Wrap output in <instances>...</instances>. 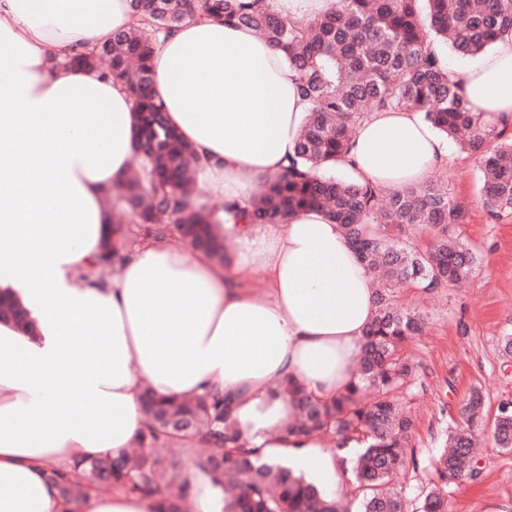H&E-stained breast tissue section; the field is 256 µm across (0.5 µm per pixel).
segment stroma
<instances>
[{
  "instance_id": "obj_1",
  "label": "stroma",
  "mask_w": 512,
  "mask_h": 512,
  "mask_svg": "<svg viewBox=\"0 0 512 512\" xmlns=\"http://www.w3.org/2000/svg\"><path fill=\"white\" fill-rule=\"evenodd\" d=\"M444 183L467 213L457 235L482 258L478 275L461 287L442 288L425 300L402 289L399 301L424 310L428 328L410 342L407 356L418 364L407 409L414 419L409 445L418 457L434 455L449 424L460 422L463 400L472 388L485 394L486 412L495 416L512 401V365H504L498 340L512 331V214L489 222L480 203L476 156L451 146L447 168L430 174ZM478 480L451 486L448 512H512V453L484 446Z\"/></svg>"
}]
</instances>
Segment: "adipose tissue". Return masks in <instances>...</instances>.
<instances>
[{
  "label": "adipose tissue",
  "instance_id": "ef3b65f1",
  "mask_svg": "<svg viewBox=\"0 0 512 512\" xmlns=\"http://www.w3.org/2000/svg\"><path fill=\"white\" fill-rule=\"evenodd\" d=\"M129 0H0V288L29 327L0 322V512H62L52 465L135 447L142 396L224 398L249 447L336 489L342 467L317 435H287L293 379L329 400L356 377L373 318L370 271L315 208L285 222L247 216L254 183L295 155L309 108L280 52L253 31L196 19L154 53V96L199 155L197 181L232 213L214 225L234 263L141 239L111 282L96 281L106 199L134 156L123 82L51 68L132 28ZM481 120L512 124V32L460 74ZM420 113L372 112L338 168L360 183L416 186L448 163ZM148 497L93 492L71 512H153Z\"/></svg>",
  "mask_w": 512,
  "mask_h": 512
}]
</instances>
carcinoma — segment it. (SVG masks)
Segmentation results:
<instances>
[{
  "label": "carcinoma",
  "mask_w": 512,
  "mask_h": 512,
  "mask_svg": "<svg viewBox=\"0 0 512 512\" xmlns=\"http://www.w3.org/2000/svg\"><path fill=\"white\" fill-rule=\"evenodd\" d=\"M137 24L69 63L99 68L125 81L143 133V112L162 107L144 89L154 81L152 58L162 37L185 22L213 18L255 30L284 55L297 73L298 91L311 105L287 175L266 184L251 201L255 223H278L290 213L318 208L339 224L376 283L375 314L360 349L357 381L330 401L315 398L288 379L275 393L290 398L295 415L288 433L319 432L337 448L358 445L350 460L360 512H448L452 481L480 475L477 441L512 452V402H503L493 422L484 421L485 396L472 390L461 410L463 424L448 427L444 447L429 460L408 449L413 421L403 408L415 367L401 355L423 333L425 314L395 303L394 288L422 293L461 287L480 269L479 256L455 235L464 210L435 182L386 192L333 174L346 153L355 125L382 110L419 112L441 134L478 155L483 171L481 203L492 220L512 214V139L496 126L477 121L461 82L448 69L441 47L477 57L505 29H512V0H335L332 8L294 23L259 5V0H199L184 9L180 0H131ZM140 172L121 184L119 200L131 219L175 228L194 247L226 261L222 238L212 230L216 209L191 201L190 173L198 163L192 148L169 135L163 120L147 135ZM124 227L112 226L100 261L121 263ZM27 312L0 292V322L27 324ZM147 425L136 456L110 455L51 467L46 479L64 504L89 491L108 488L126 494L161 496L155 512H181L190 496L186 478L170 472L154 451L197 437L210 444L194 459L196 468L219 491L220 512H344L341 502L303 474L260 461L258 450L242 442L224 399L192 396L178 401L145 399ZM410 469L419 475L412 495L390 487Z\"/></svg>",
  "instance_id": "obj_1"
}]
</instances>
